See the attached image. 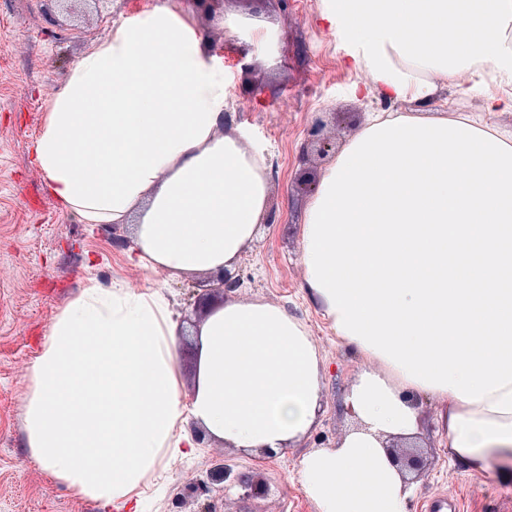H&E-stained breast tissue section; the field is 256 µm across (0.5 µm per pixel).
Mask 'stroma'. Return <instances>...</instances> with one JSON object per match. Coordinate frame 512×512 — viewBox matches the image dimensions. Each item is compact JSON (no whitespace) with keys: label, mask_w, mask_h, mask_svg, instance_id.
<instances>
[{"label":"stroma","mask_w":512,"mask_h":512,"mask_svg":"<svg viewBox=\"0 0 512 512\" xmlns=\"http://www.w3.org/2000/svg\"><path fill=\"white\" fill-rule=\"evenodd\" d=\"M154 0H76L72 12L57 0H0V512H103L73 497L39 470L26 448L24 411L29 368L40 354L57 313L88 281L120 282L162 290L179 316L178 362L182 399L195 385L194 325L205 305L197 294L200 275L178 280L149 274L131 263L129 239L114 240L111 226L82 223L50 193L34 160V144L48 100L70 68L121 22L148 10ZM192 13L210 53L221 54L229 109L251 147L270 166L269 223L244 251L237 268L238 294L285 306L304 320L326 365L322 413L300 447L256 457L201 440L196 452L172 460L140 491L139 512H317L299 477L304 452L325 448L352 423L344 397L360 360L333 336L303 286L299 226L315 195L296 178L302 168L322 177L328 160H300L315 131L337 148L362 129L369 113L407 111L404 103L364 99L353 92L366 74L344 65L348 43L320 19L322 0H222L212 13L197 0H170ZM427 424L420 437L425 460L414 475L408 512L443 507L457 498L461 512H512V468L470 474L448 461L447 441L421 402ZM251 474L265 486L261 496L208 482L218 463Z\"/></svg>","instance_id":"35a3bbf8"}]
</instances>
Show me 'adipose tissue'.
I'll return each instance as SVG.
<instances>
[{
  "mask_svg": "<svg viewBox=\"0 0 512 512\" xmlns=\"http://www.w3.org/2000/svg\"><path fill=\"white\" fill-rule=\"evenodd\" d=\"M380 112L326 168L300 228L304 286L363 366L353 426L305 453L317 512H406L390 439H416L422 396L451 463L512 461V138L428 116L439 86L512 112V0H326ZM194 20L158 0L116 26L48 101L35 162L86 224H118L128 258L169 278L234 270L268 217L265 156L228 113ZM179 323L158 289L89 282L29 372L26 444L79 499L125 512L196 436L248 453L295 447L317 423L325 366L304 321L262 298L212 303L182 403Z\"/></svg>",
  "mask_w": 512,
  "mask_h": 512,
  "instance_id": "ef3b65f1",
  "label": "adipose tissue"
}]
</instances>
